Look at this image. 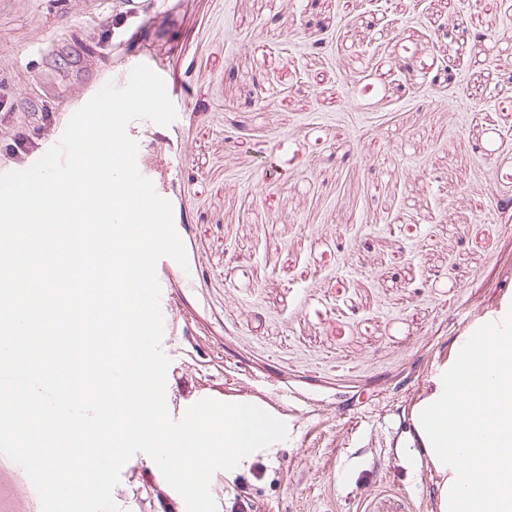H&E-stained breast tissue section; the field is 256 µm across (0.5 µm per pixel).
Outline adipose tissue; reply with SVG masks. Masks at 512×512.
Instances as JSON below:
<instances>
[{
    "instance_id": "adipose-tissue-1",
    "label": "adipose tissue",
    "mask_w": 512,
    "mask_h": 512,
    "mask_svg": "<svg viewBox=\"0 0 512 512\" xmlns=\"http://www.w3.org/2000/svg\"><path fill=\"white\" fill-rule=\"evenodd\" d=\"M460 386L474 390L473 399L449 406V390ZM411 419L403 443L422 448L438 475V512H512V293L439 362ZM223 427L229 482L274 456L288 434L285 419L250 399L225 400ZM452 430L462 435V454L448 451Z\"/></svg>"
}]
</instances>
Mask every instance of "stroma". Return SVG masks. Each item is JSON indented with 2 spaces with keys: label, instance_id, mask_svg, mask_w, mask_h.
Masks as SVG:
<instances>
[{
  "label": "stroma",
  "instance_id": "stroma-1",
  "mask_svg": "<svg viewBox=\"0 0 512 512\" xmlns=\"http://www.w3.org/2000/svg\"><path fill=\"white\" fill-rule=\"evenodd\" d=\"M0 0V86L37 161L132 60L177 116L135 120L137 167L172 204L166 402L249 398L288 421L221 512H437L398 459L410 411L475 316L512 290V0ZM111 41H103L104 31ZM410 63L416 78L398 70ZM129 512H186L148 456Z\"/></svg>",
  "mask_w": 512,
  "mask_h": 512
}]
</instances>
